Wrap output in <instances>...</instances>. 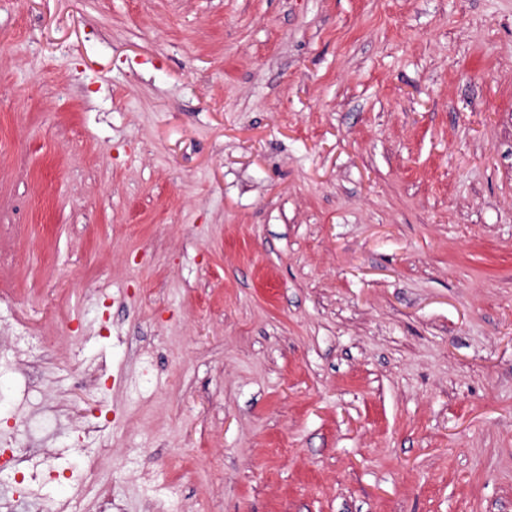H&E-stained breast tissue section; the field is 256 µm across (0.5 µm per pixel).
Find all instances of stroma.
<instances>
[{"label": "stroma", "instance_id": "stroma-1", "mask_svg": "<svg viewBox=\"0 0 512 512\" xmlns=\"http://www.w3.org/2000/svg\"><path fill=\"white\" fill-rule=\"evenodd\" d=\"M18 327L61 512H512V0H0Z\"/></svg>", "mask_w": 512, "mask_h": 512}]
</instances>
